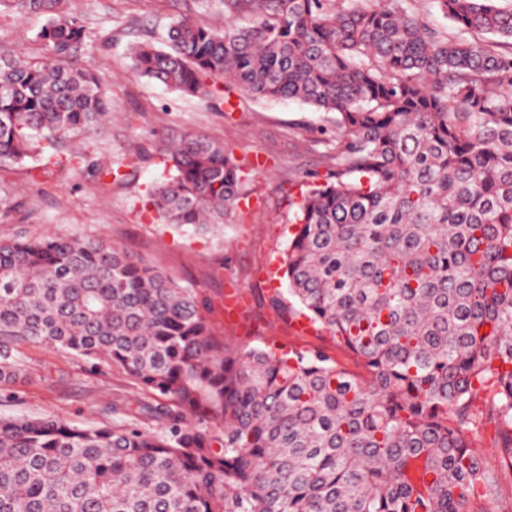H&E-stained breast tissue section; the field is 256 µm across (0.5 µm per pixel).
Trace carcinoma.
Wrapping results in <instances>:
<instances>
[{"instance_id": "1", "label": "carcinoma", "mask_w": 512, "mask_h": 512, "mask_svg": "<svg viewBox=\"0 0 512 512\" xmlns=\"http://www.w3.org/2000/svg\"><path fill=\"white\" fill-rule=\"evenodd\" d=\"M63 0H0L46 23L48 53L0 55V166L50 161L112 117ZM224 0L182 18L133 70L184 95L231 80L330 114L333 170L301 193L284 252L294 304L354 353L229 349L206 302L125 249L81 236L0 241V390L42 344L99 361L154 403L93 427L0 417V512H486L512 508V8L497 0ZM480 32L486 40L466 34ZM150 201L206 230L242 169L197 132ZM488 393L485 408L473 394ZM501 455L476 449L484 423Z\"/></svg>"}]
</instances>
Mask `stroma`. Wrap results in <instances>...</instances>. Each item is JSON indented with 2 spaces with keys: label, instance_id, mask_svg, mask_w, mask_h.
I'll list each match as a JSON object with an SVG mask.
<instances>
[{
  "label": "stroma",
  "instance_id": "stroma-1",
  "mask_svg": "<svg viewBox=\"0 0 512 512\" xmlns=\"http://www.w3.org/2000/svg\"><path fill=\"white\" fill-rule=\"evenodd\" d=\"M63 7L86 29L79 65L99 75L115 105L111 122L73 138L69 147L96 162L111 160L121 177L103 182L63 158L0 170V240L22 232L104 239L197 293L230 349H318L360 372L328 334L297 332L287 310L272 303L287 295L281 261L294 232L289 200L302 184L323 179L331 165L323 145L326 114L296 101L260 100L225 81L210 94L186 96L132 72L131 44L162 45L169 24L183 16L223 27L221 0H64ZM44 22V16L0 7V51L45 55L36 37ZM188 131L223 143L245 172L236 212L223 226L200 232L158 223L147 204L149 189L163 176L166 150ZM231 288L247 294V328L224 321ZM22 356L26 376L0 390L2 416H54L93 426L107 405L148 399L105 365L39 344L23 346Z\"/></svg>",
  "mask_w": 512,
  "mask_h": 512
}]
</instances>
